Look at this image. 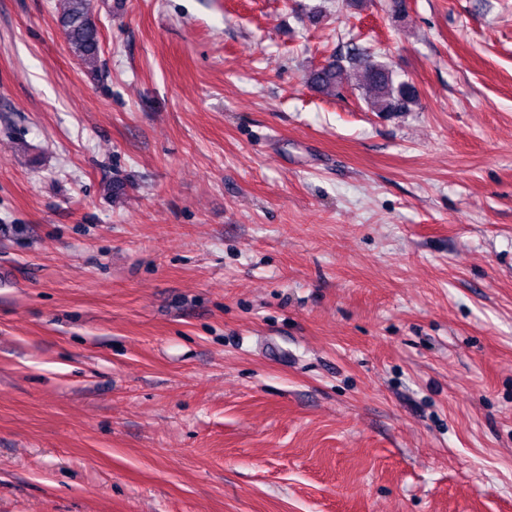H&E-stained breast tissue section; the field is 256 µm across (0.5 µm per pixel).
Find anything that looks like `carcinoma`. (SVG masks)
Instances as JSON below:
<instances>
[{"label": "carcinoma", "instance_id": "cac0c4a2", "mask_svg": "<svg viewBox=\"0 0 512 512\" xmlns=\"http://www.w3.org/2000/svg\"><path fill=\"white\" fill-rule=\"evenodd\" d=\"M70 52L85 66L97 68L100 57L99 34L92 18L90 0H64L58 17ZM347 65L330 63L312 70L307 80L321 91L339 94L346 68L361 73L362 89L380 112H408L418 102L416 88L407 82H395L390 67L374 60L359 48L345 57Z\"/></svg>", "mask_w": 512, "mask_h": 512}]
</instances>
